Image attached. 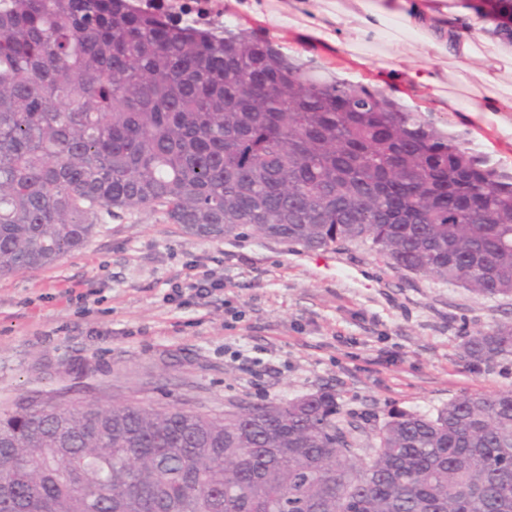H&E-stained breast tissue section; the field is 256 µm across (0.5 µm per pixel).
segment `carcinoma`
<instances>
[{
	"label": "carcinoma",
	"mask_w": 512,
	"mask_h": 512,
	"mask_svg": "<svg viewBox=\"0 0 512 512\" xmlns=\"http://www.w3.org/2000/svg\"><path fill=\"white\" fill-rule=\"evenodd\" d=\"M142 209L512 294V169L382 90L149 0H0V276ZM460 348L511 357L512 324ZM0 512H512V390L370 435L329 391L222 416L35 392L0 407Z\"/></svg>",
	"instance_id": "cac0c4a2"
}]
</instances>
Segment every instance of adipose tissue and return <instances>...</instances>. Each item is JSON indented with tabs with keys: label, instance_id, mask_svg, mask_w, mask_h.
<instances>
[{
	"label": "adipose tissue",
	"instance_id": "1",
	"mask_svg": "<svg viewBox=\"0 0 512 512\" xmlns=\"http://www.w3.org/2000/svg\"><path fill=\"white\" fill-rule=\"evenodd\" d=\"M239 8L260 23L293 29L344 68L365 67L366 48L383 45L384 63L370 82L393 86L428 112H485L506 126L512 115V26L485 0H290L287 13L267 0H241ZM476 77L488 92L480 102L454 94L449 77Z\"/></svg>",
	"mask_w": 512,
	"mask_h": 512
}]
</instances>
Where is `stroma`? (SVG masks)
<instances>
[{
  "label": "stroma",
  "instance_id": "35a3bbf8",
  "mask_svg": "<svg viewBox=\"0 0 512 512\" xmlns=\"http://www.w3.org/2000/svg\"><path fill=\"white\" fill-rule=\"evenodd\" d=\"M429 118L512 168V135L478 137L482 113ZM328 254L317 262L249 226L205 240L158 211L118 213L56 264L0 277V401L43 391L220 415L326 388L372 428L394 410L432 414L464 393L512 389V358L474 368L460 357L462 336L512 322V296L394 271L360 244ZM193 259L223 274V289L166 303ZM72 286L97 302H66Z\"/></svg>",
  "mask_w": 512,
  "mask_h": 512
}]
</instances>
